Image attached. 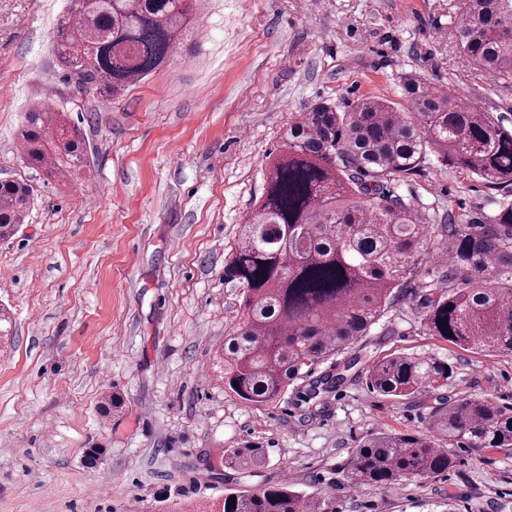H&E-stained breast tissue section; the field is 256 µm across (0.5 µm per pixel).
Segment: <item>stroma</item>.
<instances>
[{"mask_svg": "<svg viewBox=\"0 0 512 512\" xmlns=\"http://www.w3.org/2000/svg\"><path fill=\"white\" fill-rule=\"evenodd\" d=\"M463 0H207L192 50L111 99L78 93L53 52L66 0H0V181L34 203L0 241V512H202L225 489L288 481L329 493L334 512H512V449L449 446L455 467L391 489L349 487L343 465L378 430L425 431L426 402L372 392L392 353L433 354L443 397L512 406V353L426 334L414 292L369 336L318 366L355 359L326 405L296 381L271 406L224 391L215 352L242 313L224 265L265 187L263 163L298 112L378 96L405 106L422 73L512 129V82L473 68L455 37ZM37 100L65 107L92 148L87 180L24 166L17 130ZM439 211L479 213L483 182L435 167L402 184ZM121 411L104 413L109 395ZM264 446L254 476L224 451Z\"/></svg>", "mask_w": 512, "mask_h": 512, "instance_id": "stroma-1", "label": "stroma"}]
</instances>
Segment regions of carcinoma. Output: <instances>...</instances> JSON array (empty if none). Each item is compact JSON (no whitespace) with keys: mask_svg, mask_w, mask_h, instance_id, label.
I'll return each instance as SVG.
<instances>
[{"mask_svg":"<svg viewBox=\"0 0 512 512\" xmlns=\"http://www.w3.org/2000/svg\"><path fill=\"white\" fill-rule=\"evenodd\" d=\"M201 8V0H68L54 53L79 92L117 95L193 40ZM455 32L474 66L512 80V0H466ZM401 82L407 106L377 97L343 111L314 104L288 125L279 153L266 157L263 194L224 266L241 288L242 316L217 359L224 391L245 404L276 402L291 382L357 345L411 279L428 335L512 353V130L416 71ZM20 142L24 164L49 178L82 179L90 166L82 127L47 102L24 113ZM436 164L477 177L505 199L476 219L441 216L398 192ZM33 196L24 181L0 182L1 240L18 232ZM440 253L445 268L420 278ZM452 374L435 355L392 354L373 363L367 384L390 398L430 397ZM343 381L341 373L313 380L308 399L323 402ZM436 434L464 448H511L512 407L484 395L441 397L428 433L372 435L344 464L346 481L387 490L448 471L454 460ZM265 460V449L252 445L228 450L224 466L245 471ZM210 512L333 510L330 495L285 481L251 493L228 488Z\"/></svg>","mask_w":512,"mask_h":512,"instance_id":"cac0c4a2","label":"carcinoma"}]
</instances>
